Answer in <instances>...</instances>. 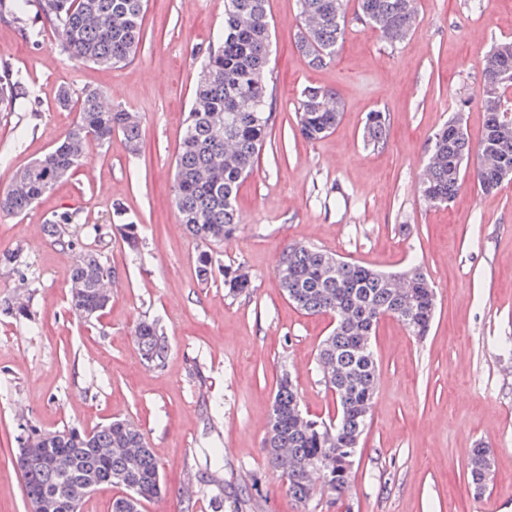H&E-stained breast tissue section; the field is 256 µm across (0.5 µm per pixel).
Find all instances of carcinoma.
Segmentation results:
<instances>
[{"instance_id": "carcinoma-1", "label": "carcinoma", "mask_w": 512, "mask_h": 512, "mask_svg": "<svg viewBox=\"0 0 512 512\" xmlns=\"http://www.w3.org/2000/svg\"><path fill=\"white\" fill-rule=\"evenodd\" d=\"M35 2L36 14L53 24L61 50L76 62L93 63L112 69L131 62L144 37L147 0H0V14H10L22 25L24 34L39 41L40 30L28 26L27 7ZM268 0H224V29L209 48L201 63L190 108L185 118L182 141L175 160L173 196L180 224L187 234L203 245L220 242L238 230L237 198L244 179L253 171L273 123L271 112L273 86L270 85L269 54L271 21ZM300 19L298 45L316 67L335 60L337 49L347 33L348 0H297ZM357 18L389 41L408 38L416 22L414 0H357ZM484 80L495 84L493 96L477 97L485 113L483 138L493 136L499 108L512 107V79L499 77L496 65L482 63ZM28 98L26 80L5 65L0 69V111L14 108ZM328 94L317 87L304 90L296 113V125L302 139L315 142L336 128L341 109L327 104ZM60 106L76 107L72 128L42 158L17 172L8 187L0 192V211L14 216L28 214L35 203L59 183L62 172L72 173L85 160L90 140L104 145L112 135L124 137L131 154L140 151V119L118 105H107L102 94L89 89L73 98L70 88L59 89ZM448 121L431 139L428 159L419 181V192L429 205L453 200L463 182L465 161L474 152L464 130ZM387 114H368L363 140L374 147L384 143ZM475 178L486 192L500 188L503 181L494 166H478ZM113 216L121 219L120 231L129 249L140 252L138 224L123 218L120 207ZM75 215L62 212L46 219L43 232L68 248L65 240ZM327 253L300 243H290L278 260L277 274L288 300L310 315H336V325L322 341L318 363L331 357L337 364L336 379L325 381L337 393L335 426L305 427L297 421L295 407L298 390L288 371H283L274 394L264 448L269 464L282 473L289 494L300 503L314 495L309 483L312 463L324 468L322 486L337 502L351 487V472L336 463L340 449L365 434L370 418L360 416L362 407L374 403L376 361L357 345L360 334H374L381 318L400 320L409 332L420 338L430 330L436 293L426 271L420 265L402 270L414 287L407 297H399L386 287L388 273L345 261L325 268ZM0 264L10 266L27 279L30 267L15 252L0 254ZM201 280L213 276V257L202 250L197 256ZM116 272L93 252L76 255L69 271L70 295L81 294L83 306L99 317L96 289L103 278ZM252 278L246 269H224V287L236 296L249 292ZM138 350L143 364L161 366L168 356L162 326L145 321L136 330ZM70 437L48 447L57 456L54 471L29 470L22 476L28 498L54 492L62 478H79L89 472L98 485L133 491L146 502L162 492L159 465L138 425L115 420L93 432L69 429ZM112 449L107 455L103 449ZM122 448H140L135 461ZM485 448H476L469 462L470 485L489 463Z\"/></svg>"}]
</instances>
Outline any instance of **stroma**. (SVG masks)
I'll return each mask as SVG.
<instances>
[{"label":"stroma","mask_w":512,"mask_h":512,"mask_svg":"<svg viewBox=\"0 0 512 512\" xmlns=\"http://www.w3.org/2000/svg\"><path fill=\"white\" fill-rule=\"evenodd\" d=\"M269 14L274 124L240 189L238 232L208 247L216 265L250 272L251 290L237 296L223 276L201 282V246L172 202L184 114L224 28V0H148L140 49L112 69L70 60L36 12L28 14L42 31L35 43L0 17V59L22 71L29 92L28 106L0 112V153L10 159L0 190L73 124L75 112L57 103L60 86L100 90L141 118L138 155L118 134L106 146L89 143L93 177L76 171L26 216L0 213V253L20 252L33 271L24 287L0 264V300H24L33 314H0V512H27L14 463L22 425L92 431L116 418L141 427L165 483L142 512H512V352L498 347L512 336V183L488 194L469 177L440 206L418 192L426 146L452 116L471 142L484 134L473 96L484 53L512 40V0H418L414 30L395 44L351 21L335 61L319 68L297 45V0H269ZM309 86L342 107L336 129L312 143L296 126ZM374 110L389 118L378 150L362 138ZM117 204L139 224V254L112 221ZM63 211L78 215L70 232L79 247L117 273L111 302L89 323L68 304L74 251L37 230ZM290 241L385 272L422 265L436 291L425 338L391 317L376 328L370 427L351 491L336 503L317 475L310 502L296 503L262 447L281 371L291 372L311 418L336 412L317 362L334 320L296 308L275 274ZM152 320L169 345L157 369L142 364L135 336ZM481 444L493 455L477 495L468 462Z\"/></svg>","instance_id":"1"}]
</instances>
